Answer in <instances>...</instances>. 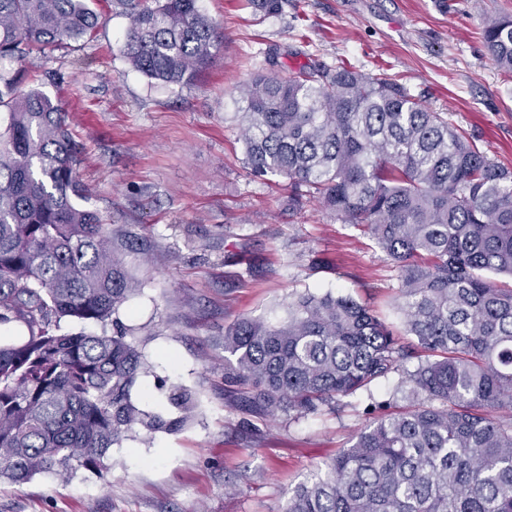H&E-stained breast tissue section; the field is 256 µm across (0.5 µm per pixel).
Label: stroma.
Returning a JSON list of instances; mask_svg holds the SVG:
<instances>
[{"instance_id": "1", "label": "stroma", "mask_w": 512, "mask_h": 512, "mask_svg": "<svg viewBox=\"0 0 512 512\" xmlns=\"http://www.w3.org/2000/svg\"><path fill=\"white\" fill-rule=\"evenodd\" d=\"M90 5L104 18L91 40L27 67L68 111L85 205L141 284L121 318L154 368L132 396L168 412L161 379L189 389L197 408L177 432L113 449L105 478L0 482V512H279L358 429L404 407L400 377L316 414H250L224 386L225 326L278 320L307 289L352 296L396 326L403 317L398 270L367 233L315 204L292 215L281 180L252 176L237 88L270 53L284 70L315 60L383 72L512 170V77L482 40L485 18L512 15V0H286L262 18L249 0H201L224 42L190 86L133 71L127 19L110 0Z\"/></svg>"}]
</instances>
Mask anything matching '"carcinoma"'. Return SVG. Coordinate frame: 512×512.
<instances>
[{"label": "carcinoma", "instance_id": "cac0c4a2", "mask_svg": "<svg viewBox=\"0 0 512 512\" xmlns=\"http://www.w3.org/2000/svg\"><path fill=\"white\" fill-rule=\"evenodd\" d=\"M124 57L147 78L190 85L223 28L200 0H112ZM89 0H0V479L107 470L138 428L173 432L194 408L170 386L166 418L131 389L146 359L120 308L136 291L99 215L84 207L83 152L66 112L25 87L34 56L91 38ZM482 38L512 75V17ZM257 72L238 87L245 163L364 228L399 271L398 330L350 296L302 292L276 322L224 328V382L250 413L315 414L401 375L406 408L297 484L280 512H512V172L398 83L348 67ZM112 322V334L69 323ZM411 336L414 341H406ZM416 361L413 367L408 363Z\"/></svg>", "mask_w": 512, "mask_h": 512}]
</instances>
